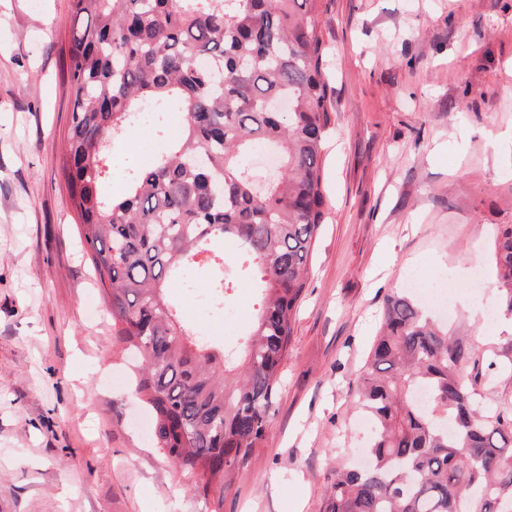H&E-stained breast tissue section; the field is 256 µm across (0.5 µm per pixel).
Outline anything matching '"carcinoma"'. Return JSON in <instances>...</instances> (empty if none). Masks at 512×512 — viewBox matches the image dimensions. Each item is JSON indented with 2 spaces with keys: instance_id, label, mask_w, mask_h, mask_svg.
<instances>
[{
  "instance_id": "1",
  "label": "carcinoma",
  "mask_w": 512,
  "mask_h": 512,
  "mask_svg": "<svg viewBox=\"0 0 512 512\" xmlns=\"http://www.w3.org/2000/svg\"><path fill=\"white\" fill-rule=\"evenodd\" d=\"M73 108L60 160L69 204L115 338L141 360L134 394L154 440L193 492L222 512L224 478L270 425L292 315L327 204L322 160L334 130L321 32L324 0H70ZM172 102L180 138L107 195L112 143L141 106ZM281 147L259 187L246 156ZM257 282L247 344L216 352L166 290L208 272L212 299L228 257ZM501 311L512 315V226L495 247ZM478 357L411 296L383 303L356 403L373 422L369 464L336 471L327 512H512V402L487 404ZM426 390L430 405H419Z\"/></svg>"
}]
</instances>
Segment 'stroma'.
I'll return each mask as SVG.
<instances>
[{
  "instance_id": "obj_1",
  "label": "stroma",
  "mask_w": 512,
  "mask_h": 512,
  "mask_svg": "<svg viewBox=\"0 0 512 512\" xmlns=\"http://www.w3.org/2000/svg\"><path fill=\"white\" fill-rule=\"evenodd\" d=\"M336 131L265 438L222 512H325L367 437L352 388L385 297L442 281L451 332L512 360L496 233L512 225V0H327ZM69 0H0V512H207L157 448L113 343L59 161Z\"/></svg>"
}]
</instances>
